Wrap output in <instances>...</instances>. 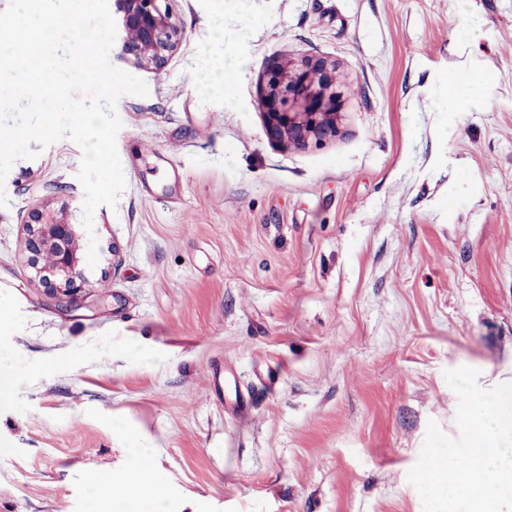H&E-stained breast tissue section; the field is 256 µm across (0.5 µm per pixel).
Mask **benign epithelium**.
<instances>
[{"mask_svg": "<svg viewBox=\"0 0 512 512\" xmlns=\"http://www.w3.org/2000/svg\"><path fill=\"white\" fill-rule=\"evenodd\" d=\"M164 0H114L121 50L144 67L163 69L180 48L184 31ZM258 100L269 138L282 147L305 148L336 136L343 93L336 64L323 57L271 62ZM24 251L47 291L68 298L91 284L82 272L76 225L33 210L24 224Z\"/></svg>", "mask_w": 512, "mask_h": 512, "instance_id": "benign-epithelium-1", "label": "benign epithelium"}]
</instances>
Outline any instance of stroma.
I'll return each mask as SVG.
<instances>
[{
    "label": "stroma",
    "instance_id": "stroma-1",
    "mask_svg": "<svg viewBox=\"0 0 512 512\" xmlns=\"http://www.w3.org/2000/svg\"><path fill=\"white\" fill-rule=\"evenodd\" d=\"M167 5L163 70L109 52L148 93L117 102L90 290L49 294L24 255L33 208L81 223L80 147L0 186V512H149L108 483L130 448L170 512H423L445 371L512 382V0ZM307 56L336 64L338 131L288 149L263 67Z\"/></svg>",
    "mask_w": 512,
    "mask_h": 512
}]
</instances>
